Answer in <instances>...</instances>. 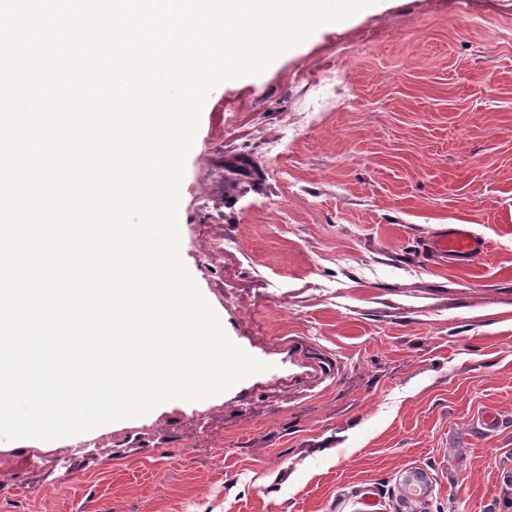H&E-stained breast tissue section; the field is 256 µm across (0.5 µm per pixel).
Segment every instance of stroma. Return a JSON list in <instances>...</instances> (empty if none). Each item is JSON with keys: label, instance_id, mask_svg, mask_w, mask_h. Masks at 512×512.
<instances>
[{"label": "stroma", "instance_id": "35a3bbf8", "mask_svg": "<svg viewBox=\"0 0 512 512\" xmlns=\"http://www.w3.org/2000/svg\"><path fill=\"white\" fill-rule=\"evenodd\" d=\"M458 2L380 0L211 92L181 257L269 370L120 425L0 440V512H397L411 470L425 512H512V0ZM237 155L261 180L228 193ZM449 224L487 254L435 261Z\"/></svg>", "mask_w": 512, "mask_h": 512}]
</instances>
